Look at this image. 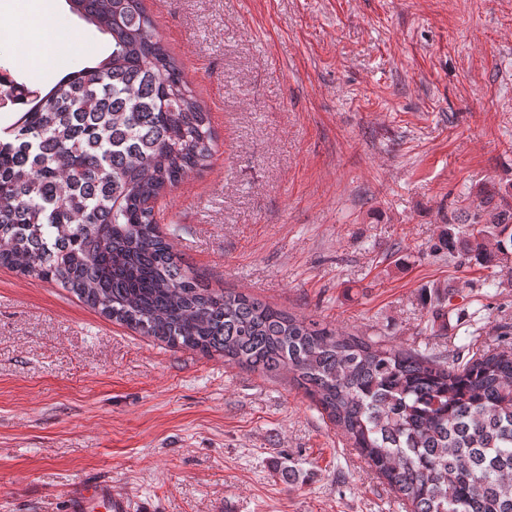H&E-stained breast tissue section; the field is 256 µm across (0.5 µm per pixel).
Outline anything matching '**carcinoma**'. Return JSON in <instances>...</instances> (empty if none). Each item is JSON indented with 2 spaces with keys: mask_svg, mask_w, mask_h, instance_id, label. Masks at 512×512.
<instances>
[{
  "mask_svg": "<svg viewBox=\"0 0 512 512\" xmlns=\"http://www.w3.org/2000/svg\"><path fill=\"white\" fill-rule=\"evenodd\" d=\"M112 39L94 66L0 128V267L56 282L171 348L293 384L411 512H512V325L448 354L388 344L215 292L158 230L155 203L206 166L208 113L155 38L143 0H66ZM441 240L459 257L512 261V193L481 191ZM495 252L486 253L488 230Z\"/></svg>",
  "mask_w": 512,
  "mask_h": 512,
  "instance_id": "cac0c4a2",
  "label": "carcinoma"
}]
</instances>
